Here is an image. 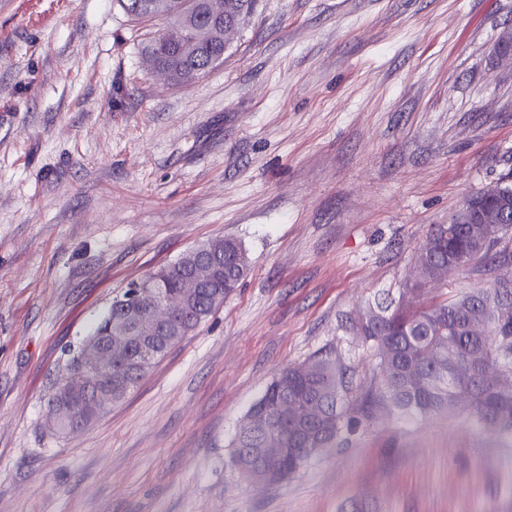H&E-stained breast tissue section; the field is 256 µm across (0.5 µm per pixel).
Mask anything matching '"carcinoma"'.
I'll return each mask as SVG.
<instances>
[{"label":"carcinoma","mask_w":512,"mask_h":512,"mask_svg":"<svg viewBox=\"0 0 512 512\" xmlns=\"http://www.w3.org/2000/svg\"><path fill=\"white\" fill-rule=\"evenodd\" d=\"M116 2L138 23L160 18L168 21L163 32L148 38L144 46L151 68L165 69L177 84L189 74L195 78L206 72L204 44L223 41V30L211 24L202 0ZM255 2L223 0L224 16L243 17L253 10ZM207 244L218 251L207 265L219 279L221 295L226 299L249 273L248 253L231 238L215 237ZM509 262L512 248L503 236L490 237L484 249L477 251L468 240L450 233L448 226L438 224L415 259L417 279L406 282L402 293L422 294L440 266L450 273ZM187 273L188 268L176 261L150 273V277L163 292L176 296ZM503 304L512 306L511 281L450 300L424 301L412 308L401 298H381L368 305L351 323L371 350L366 391L355 398L350 396L346 368L327 352L304 362L308 368L304 376L297 374L296 366L280 370L246 414L248 419L265 418L266 431L247 433L238 429L231 442L235 465L245 476L257 477L256 449L268 440L283 437L292 448L284 461L291 477L323 449L333 447L345 426L359 416H371L378 407L409 419L463 410L478 425L511 434L512 389L494 387L484 372L489 367L503 376L512 375V311L503 313ZM119 314L114 301L112 308L95 321L90 335L107 333L110 322ZM473 324L482 326V333H473ZM194 330L193 326L165 337L150 362H142L138 348H132L125 359L127 375L104 378L96 385H112L113 404L122 403L169 349ZM289 395L295 398L300 413L295 421L283 426L277 408Z\"/></svg>","instance_id":"1"}]
</instances>
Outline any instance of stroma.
Returning a JSON list of instances; mask_svg holds the SVG:
<instances>
[{
  "mask_svg": "<svg viewBox=\"0 0 512 512\" xmlns=\"http://www.w3.org/2000/svg\"><path fill=\"white\" fill-rule=\"evenodd\" d=\"M164 26L116 0H0V512H512V436L464 413L377 410L272 486L230 455L285 367L332 350L364 389L346 321L512 175V0H258L180 85L144 61ZM219 236L248 252L240 286L123 404L55 435L69 347Z\"/></svg>",
  "mask_w": 512,
  "mask_h": 512,
  "instance_id": "35a3bbf8",
  "label": "stroma"
}]
</instances>
